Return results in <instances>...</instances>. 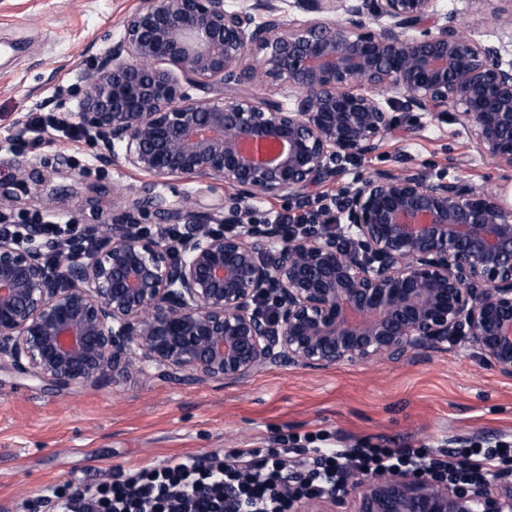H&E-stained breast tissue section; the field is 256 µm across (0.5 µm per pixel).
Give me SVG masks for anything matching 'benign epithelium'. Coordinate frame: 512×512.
<instances>
[{
  "label": "benign epithelium",
  "mask_w": 512,
  "mask_h": 512,
  "mask_svg": "<svg viewBox=\"0 0 512 512\" xmlns=\"http://www.w3.org/2000/svg\"><path fill=\"white\" fill-rule=\"evenodd\" d=\"M143 0L61 123L98 159L157 184L219 179L236 206L184 213L137 198L64 244L0 235V363L46 391L155 372L183 385L243 382L269 366L398 361L459 342L512 378V200L456 178L378 170L331 219L283 234L246 224L261 197H297L374 154L386 108L448 112L476 152L512 169V59L437 0ZM215 97L193 98L181 78ZM37 182L0 161V203ZM156 212L197 232L167 242ZM231 228L216 231L213 223ZM274 249V261L263 254ZM354 512H512V483L353 475ZM345 498H309L326 512Z\"/></svg>",
  "instance_id": "7a95c632"
}]
</instances>
